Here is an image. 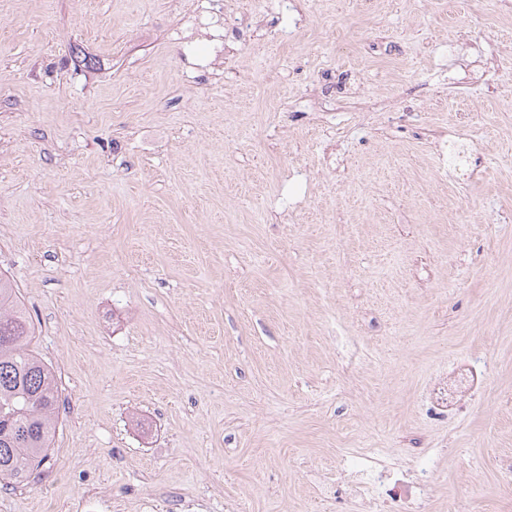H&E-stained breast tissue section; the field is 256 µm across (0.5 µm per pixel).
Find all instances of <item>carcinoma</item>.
<instances>
[{"label":"carcinoma","mask_w":512,"mask_h":512,"mask_svg":"<svg viewBox=\"0 0 512 512\" xmlns=\"http://www.w3.org/2000/svg\"><path fill=\"white\" fill-rule=\"evenodd\" d=\"M31 324L0 273V484L17 486L48 458L59 419L54 370L32 348Z\"/></svg>","instance_id":"obj_1"}]
</instances>
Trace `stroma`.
<instances>
[{
    "instance_id": "stroma-1",
    "label": "stroma",
    "mask_w": 512,
    "mask_h": 512,
    "mask_svg": "<svg viewBox=\"0 0 512 512\" xmlns=\"http://www.w3.org/2000/svg\"><path fill=\"white\" fill-rule=\"evenodd\" d=\"M223 2L0 0V272L62 400L0 512H363L316 485L363 453L512 512V7ZM485 379L484 363L462 362L428 389L427 401L434 411L452 416L477 395Z\"/></svg>"
}]
</instances>
